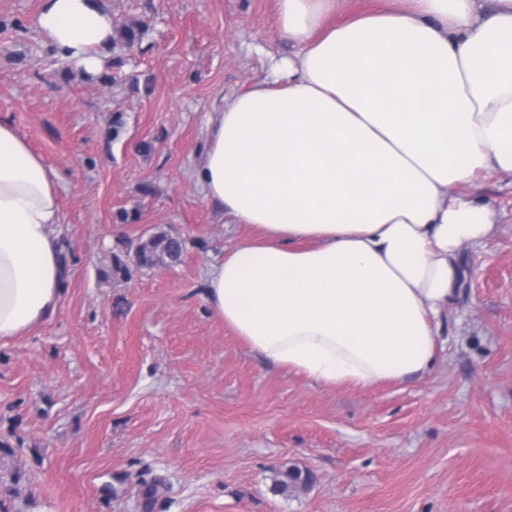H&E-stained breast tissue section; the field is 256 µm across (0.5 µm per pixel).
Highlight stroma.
Wrapping results in <instances>:
<instances>
[{"instance_id": "stroma-1", "label": "stroma", "mask_w": 512, "mask_h": 512, "mask_svg": "<svg viewBox=\"0 0 512 512\" xmlns=\"http://www.w3.org/2000/svg\"><path fill=\"white\" fill-rule=\"evenodd\" d=\"M99 74L52 53L41 0H0V120L61 174L64 291L0 340V512H512V176L457 254L438 360L323 387L265 362L203 299L241 240L195 182L208 114L294 54L277 0H104ZM134 40H127V31ZM184 241L152 269L114 255ZM308 482L274 492L279 474Z\"/></svg>"}]
</instances>
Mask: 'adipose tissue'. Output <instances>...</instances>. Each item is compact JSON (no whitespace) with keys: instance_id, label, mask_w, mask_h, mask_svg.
Returning <instances> with one entry per match:
<instances>
[{"instance_id":"adipose-tissue-1","label":"adipose tissue","mask_w":512,"mask_h":512,"mask_svg":"<svg viewBox=\"0 0 512 512\" xmlns=\"http://www.w3.org/2000/svg\"><path fill=\"white\" fill-rule=\"evenodd\" d=\"M331 27L336 0H278L296 48L208 118L196 173L250 224L204 300L265 361L324 387L403 382L437 357L457 251L495 231L479 175L512 174V0H390ZM55 56L99 70L102 0H41ZM56 171L0 121V340L52 317L66 264ZM465 194H458V187Z\"/></svg>"}]
</instances>
